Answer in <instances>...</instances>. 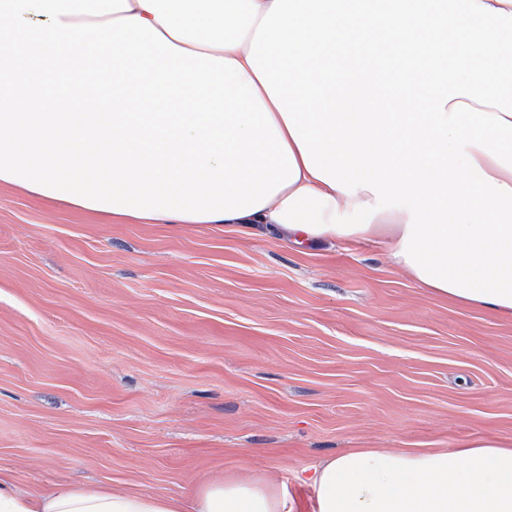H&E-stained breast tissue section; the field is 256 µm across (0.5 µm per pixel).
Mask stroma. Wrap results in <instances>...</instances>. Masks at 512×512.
Masks as SVG:
<instances>
[{
	"label": "stroma",
	"instance_id": "35a3bbf8",
	"mask_svg": "<svg viewBox=\"0 0 512 512\" xmlns=\"http://www.w3.org/2000/svg\"><path fill=\"white\" fill-rule=\"evenodd\" d=\"M512 438V318L386 253L125 224L0 186V476L184 497L261 476L306 505L350 448Z\"/></svg>",
	"mask_w": 512,
	"mask_h": 512
}]
</instances>
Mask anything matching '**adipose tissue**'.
Segmentation results:
<instances>
[{"mask_svg": "<svg viewBox=\"0 0 512 512\" xmlns=\"http://www.w3.org/2000/svg\"><path fill=\"white\" fill-rule=\"evenodd\" d=\"M340 42L361 54L354 113L325 93ZM1 183L144 224L378 244L435 296L512 316V0H0ZM310 485L312 512H512V439L354 448ZM286 509L261 478L187 502L0 479V512Z\"/></svg>", "mask_w": 512, "mask_h": 512, "instance_id": "obj_1", "label": "adipose tissue"}]
</instances>
